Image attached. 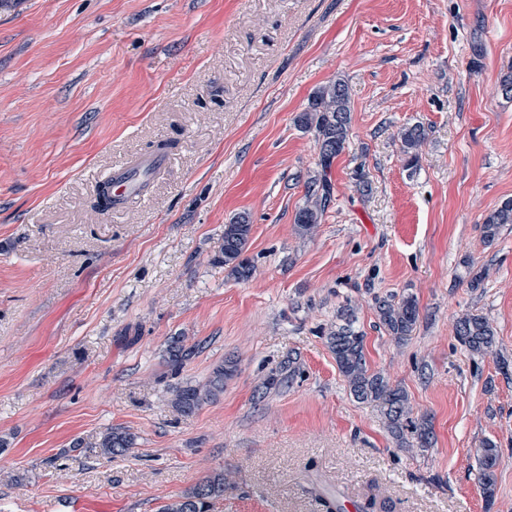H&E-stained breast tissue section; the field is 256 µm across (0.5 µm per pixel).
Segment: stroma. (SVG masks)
<instances>
[{"label": "stroma", "instance_id": "stroma-1", "mask_svg": "<svg viewBox=\"0 0 512 512\" xmlns=\"http://www.w3.org/2000/svg\"><path fill=\"white\" fill-rule=\"evenodd\" d=\"M511 74L512 0H5L0 512H158L220 470L219 512H512V224L490 245L481 230L512 198ZM338 77L350 139L303 237L317 150L295 118ZM415 125L410 167L397 134ZM160 149L142 196L95 207L115 166ZM243 213L255 273L237 281L214 257ZM407 294L420 319L398 345L373 300ZM347 303L430 447H398L350 395L322 334ZM465 314L489 319L495 354L460 346ZM177 336L197 351L175 376ZM225 361L223 395L177 414L171 389ZM111 427L135 445L108 460L93 444ZM500 453L492 442L484 444L477 453V480L490 506L496 486V472L500 465Z\"/></svg>", "mask_w": 512, "mask_h": 512}]
</instances>
